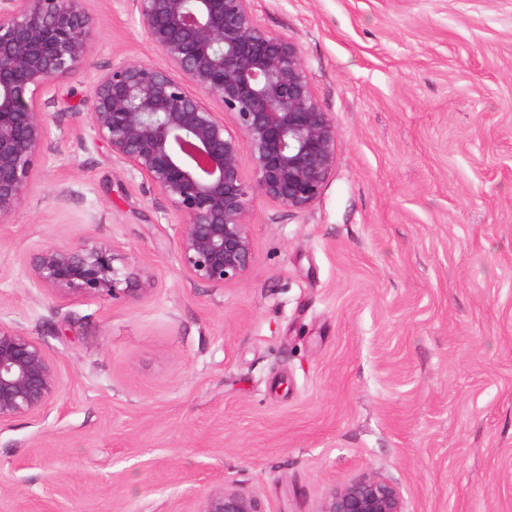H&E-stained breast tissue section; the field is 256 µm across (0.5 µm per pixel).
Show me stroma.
Wrapping results in <instances>:
<instances>
[{"label": "stroma", "instance_id": "1", "mask_svg": "<svg viewBox=\"0 0 512 512\" xmlns=\"http://www.w3.org/2000/svg\"><path fill=\"white\" fill-rule=\"evenodd\" d=\"M92 66L56 81L52 134L0 224V326L61 389L0 424V512H199L222 485L320 512L364 473L405 512H512V0H251L296 42L336 167L290 211L259 199L252 267L185 278L179 217L96 140L94 73L164 66L126 0H86ZM114 242L143 298H54L46 245Z\"/></svg>", "mask_w": 512, "mask_h": 512}]
</instances>
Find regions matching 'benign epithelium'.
I'll list each match as a JSON object with an SVG mask.
<instances>
[{
	"label": "benign epithelium",
	"instance_id": "benign-epithelium-1",
	"mask_svg": "<svg viewBox=\"0 0 512 512\" xmlns=\"http://www.w3.org/2000/svg\"><path fill=\"white\" fill-rule=\"evenodd\" d=\"M166 59H129L88 90L98 140L179 216L182 274L214 288L237 283L253 260L247 221L255 200L311 206L336 167V122L323 110L299 45L260 27L250 0H130ZM84 0H0V223L23 202L50 137L42 108L52 81L91 66ZM249 149L252 177L242 165ZM28 278L57 299H139L154 285L120 246L88 238L48 245ZM61 378L26 333L0 326V424L40 413ZM198 512H259L247 494L213 488ZM320 512H404L399 487L366 474L334 491Z\"/></svg>",
	"mask_w": 512,
	"mask_h": 512
}]
</instances>
